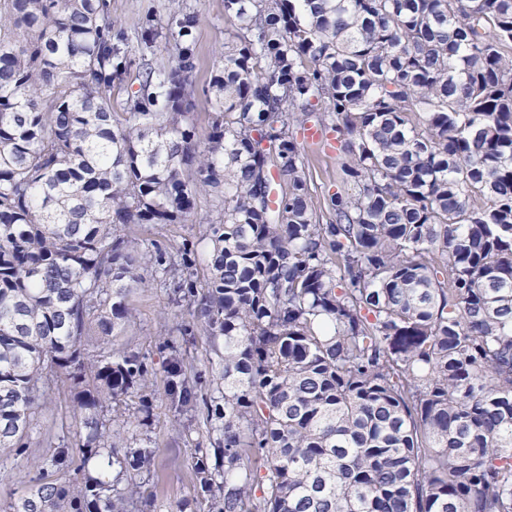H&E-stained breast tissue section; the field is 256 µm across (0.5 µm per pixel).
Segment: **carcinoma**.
Masks as SVG:
<instances>
[{
	"mask_svg": "<svg viewBox=\"0 0 512 512\" xmlns=\"http://www.w3.org/2000/svg\"><path fill=\"white\" fill-rule=\"evenodd\" d=\"M224 18L201 91L187 0L132 39L112 0H0V450L63 376L78 444L45 466L98 464L6 512L139 500L158 449L104 404L148 369L83 356L130 323L135 285L173 289L218 359L203 512H512V0H224ZM312 115L344 154L322 205L295 132ZM189 223L207 258L187 239L135 257L132 228ZM167 373L194 408L183 360Z\"/></svg>",
	"mask_w": 512,
	"mask_h": 512,
	"instance_id": "obj_1",
	"label": "carcinoma"
}]
</instances>
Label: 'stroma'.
Returning a JSON list of instances; mask_svg holds the SVG:
<instances>
[{
	"label": "stroma",
	"instance_id": "35a3bbf8",
	"mask_svg": "<svg viewBox=\"0 0 512 512\" xmlns=\"http://www.w3.org/2000/svg\"><path fill=\"white\" fill-rule=\"evenodd\" d=\"M200 15L194 32L199 63L196 83L208 85L220 52L230 39L231 27L224 20V0H188ZM205 231L201 224H150L131 230L138 252L155 244L178 245L183 239L199 240ZM133 321L115 336L112 346L118 350L145 355L153 383L147 401L129 400L132 424L130 434L148 435L159 457L144 489L152 500L153 512H196L194 468L195 447H211L213 437L206 422L204 406L183 413L175 409L165 393L164 366L171 354L188 360L191 374L210 380L217 359L207 336L200 331L183 335L190 318L188 308H176L169 302L165 288H134L128 295ZM76 391L68 381L57 382L50 403L39 414L29 433L28 446L20 452L0 455V512L18 498L41 474L42 462L52 453L76 444L73 413Z\"/></svg>",
	"mask_w": 512,
	"mask_h": 512
}]
</instances>
